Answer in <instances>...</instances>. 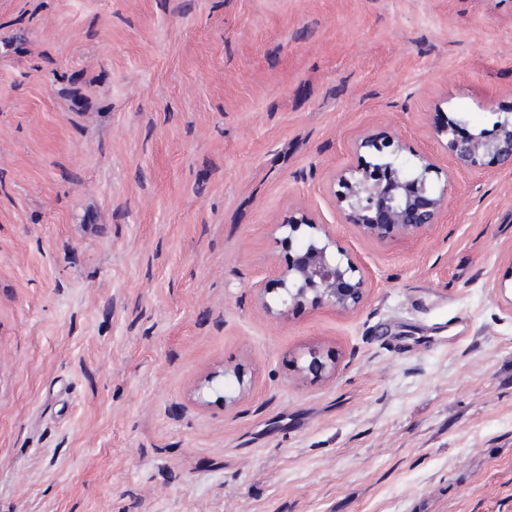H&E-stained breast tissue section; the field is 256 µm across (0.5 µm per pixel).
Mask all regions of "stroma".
Wrapping results in <instances>:
<instances>
[{"instance_id": "35a3bbf8", "label": "stroma", "mask_w": 512, "mask_h": 512, "mask_svg": "<svg viewBox=\"0 0 512 512\" xmlns=\"http://www.w3.org/2000/svg\"><path fill=\"white\" fill-rule=\"evenodd\" d=\"M503 107L512 0H0V512H512V167L434 134ZM384 132L451 176L377 240ZM299 208L356 309L282 306ZM440 168L427 156L410 169L392 161L365 162L343 169L338 178L346 192L336 199V210L348 224L366 234H408L439 223L448 204V179L439 190L432 173Z\"/></svg>"}]
</instances>
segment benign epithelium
Masks as SVG:
<instances>
[{"label": "benign epithelium", "mask_w": 512, "mask_h": 512, "mask_svg": "<svg viewBox=\"0 0 512 512\" xmlns=\"http://www.w3.org/2000/svg\"><path fill=\"white\" fill-rule=\"evenodd\" d=\"M495 129V137L486 131L482 136L461 138L451 121L439 125L435 134L461 167L480 168L487 154L512 166V114L498 117ZM434 173L440 174L439 167L427 156L419 157L412 169L393 160L349 166L338 175L346 192L336 199V210L346 223L356 224L377 238L413 233L437 224L448 204V184L436 188ZM303 224L314 226L317 221L302 210L278 228L291 238ZM321 232L322 236L311 239V246L280 272L283 304H301L311 294L317 303L352 310L365 292L360 268L349 257H336V241L326 228Z\"/></svg>", "instance_id": "1"}]
</instances>
